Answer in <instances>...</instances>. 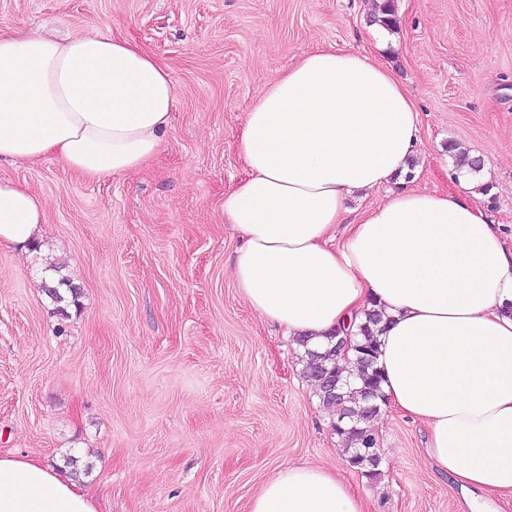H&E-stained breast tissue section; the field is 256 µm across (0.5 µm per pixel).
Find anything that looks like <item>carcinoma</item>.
Listing matches in <instances>:
<instances>
[{"label":"carcinoma","mask_w":512,"mask_h":512,"mask_svg":"<svg viewBox=\"0 0 512 512\" xmlns=\"http://www.w3.org/2000/svg\"><path fill=\"white\" fill-rule=\"evenodd\" d=\"M385 323L381 310L365 311L348 357L338 349L337 332L327 337V347L321 352L310 349L307 338L296 339L302 349V373L314 386L322 406L334 415L332 429L345 461L375 481L381 476L383 461L370 455L369 450L380 447L373 422L386 405L376 366L378 337Z\"/></svg>","instance_id":"carcinoma-1"}]
</instances>
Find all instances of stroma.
Masks as SVG:
<instances>
[{
	"label": "stroma",
	"mask_w": 512,
	"mask_h": 512,
	"mask_svg": "<svg viewBox=\"0 0 512 512\" xmlns=\"http://www.w3.org/2000/svg\"><path fill=\"white\" fill-rule=\"evenodd\" d=\"M0 0V30L109 34L170 72L171 124L143 170L95 180L52 158L0 164L43 200L27 250L0 244V454L70 472L98 512H250L275 469L310 465L366 493L370 512H465L425 454L421 422L384 408L381 479L346 464L301 351L231 276L242 245L224 197L259 94L311 51L387 64L413 98L406 187L456 190L449 144L481 157L477 203L512 249V0ZM76 287L54 303L45 271Z\"/></svg>",
	"instance_id": "obj_1"
}]
</instances>
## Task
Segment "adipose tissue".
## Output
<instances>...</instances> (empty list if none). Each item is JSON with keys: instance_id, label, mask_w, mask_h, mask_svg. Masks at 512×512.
<instances>
[{"instance_id": "adipose-tissue-1", "label": "adipose tissue", "mask_w": 512, "mask_h": 512, "mask_svg": "<svg viewBox=\"0 0 512 512\" xmlns=\"http://www.w3.org/2000/svg\"><path fill=\"white\" fill-rule=\"evenodd\" d=\"M175 102L168 69L135 42L0 32V161L54 157L88 178L128 173L157 153ZM417 111L390 69L320 48L268 85L246 114L247 180L224 198L244 244L232 276L288 336L324 345L381 308L377 366L388 404L428 430L427 455L467 490L469 512L512 490V250L460 177L448 193L405 189L353 222L346 201L404 173ZM42 200L0 178V244L40 234ZM342 243H335L337 225ZM0 512H97L53 466L0 455ZM250 512H369L336 474L279 469Z\"/></svg>"}]
</instances>
